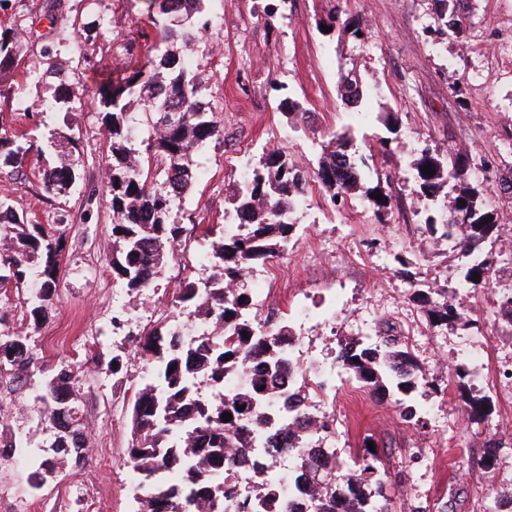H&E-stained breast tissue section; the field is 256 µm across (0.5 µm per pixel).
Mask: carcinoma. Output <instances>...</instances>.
<instances>
[{"label":"carcinoma","mask_w":512,"mask_h":512,"mask_svg":"<svg viewBox=\"0 0 512 512\" xmlns=\"http://www.w3.org/2000/svg\"><path fill=\"white\" fill-rule=\"evenodd\" d=\"M148 25L141 28L139 49L152 67H138L126 74H111L94 82L61 86L63 100L92 102L112 142L108 184L112 212V274L127 288L142 291L152 286L166 262V249L179 242L182 226L171 221L176 200L198 177L194 155L205 144L224 137L216 113L200 101V78L183 64L184 54L202 41L206 27L193 21L201 0H145ZM463 0H455L439 19L448 34L465 33ZM22 41L15 32H0V73L13 66ZM342 97L359 101L357 80L340 79ZM149 102L144 110L146 137L137 139L131 109ZM27 133L0 137V161L21 165L30 152ZM140 147H135V142ZM430 165L434 175L423 172ZM468 159L461 153L444 157L425 148L415 164L421 189L435 197L448 188L438 215L425 224L454 241L471 258L464 282L477 288L496 267L491 255L472 257L476 243L498 231V219L486 209L484 189L466 183ZM43 187L60 193L74 178L63 163L39 171ZM317 178L331 197L353 190L359 171H344L339 155L325 157ZM306 181L305 174L288 162L281 149L269 150L238 189L234 209L240 232L228 235L224 225L206 228L211 239L205 259L215 276L198 284L186 280L178 299L189 302L193 314L212 323L214 332L186 343L179 333L160 324L140 342L139 350L151 360V378L137 391L131 408V442L127 461L136 475L138 512H295L289 501L291 485L282 483L279 494L269 492L264 476L277 455L293 456L297 483L310 486L305 512H388L379 477L378 457L368 453L346 467L336 452L321 454L301 442L297 428L304 427L302 382L306 374L292 356L294 338L288 326L270 327L251 316L250 295L234 284L256 263H266L288 246L293 224L288 219L293 198ZM465 206H460V201ZM488 223H483V220ZM0 222L9 243L0 250V288H23L32 271L40 276L39 291L31 299L29 315L38 319L53 303L63 252L62 234L43 224H31L0 200ZM477 273V280L472 274ZM429 318L459 319L456 307L443 298L434 305L421 300ZM338 362L354 380L378 394L394 389L408 393L422 376L408 351L384 340L383 348L348 343ZM31 349L25 336H0V365L9 364L17 382L28 378ZM249 370L245 385L224 396V383L239 371ZM215 387L210 397L194 390L195 379ZM76 373L70 364L60 366L41 383L39 399L45 403L53 429L51 453L30 459L29 478L40 484L56 465L82 462L88 452L85 431L77 416L74 393ZM245 406L242 411L239 406ZM232 414L229 422L224 413ZM252 454L257 477L256 498L236 500L230 487V471L238 458Z\"/></svg>","instance_id":"1"}]
</instances>
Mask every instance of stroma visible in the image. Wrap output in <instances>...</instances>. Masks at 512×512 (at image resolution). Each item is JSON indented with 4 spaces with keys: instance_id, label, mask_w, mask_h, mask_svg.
Here are the masks:
<instances>
[{
    "instance_id": "1",
    "label": "stroma",
    "mask_w": 512,
    "mask_h": 512,
    "mask_svg": "<svg viewBox=\"0 0 512 512\" xmlns=\"http://www.w3.org/2000/svg\"><path fill=\"white\" fill-rule=\"evenodd\" d=\"M335 21H328V8ZM441 0H203L197 23L209 31L195 47L192 70L201 78L205 108L215 111L224 137L197 152L201 173L172 218L190 226L168 251L151 288L137 292L112 276L114 215L107 185L110 142L101 118L87 105L56 100L60 82L92 83L102 75L143 66L128 44L147 21L143 0H8L0 26L18 28L24 45L14 68L0 75V135L22 130L33 147L23 165L0 163V197L35 224H49L67 242L54 301L45 317L30 319L27 290L0 293V332L29 340L34 381L60 364L77 372L79 417L96 449L78 466L61 464L40 489L17 459H0V512H135V485L127 468L129 406L146 377L138 340L157 324L189 332L198 323L178 300L184 278L207 279L209 224H233L240 167L283 149L307 180L290 216L287 250L247 272L242 288L261 277L266 303L257 320L291 330L297 360L333 369L341 344L366 342L361 328L375 323L397 336L420 366L411 395L378 397L347 373L328 387L306 376L312 405L336 421L321 447L345 461L374 451L390 512H507L496 488L512 485V335L496 311L512 292V265H497L483 288L454 295L461 320L430 321L419 296L442 301L467 263L447 238L432 232L427 215L442 197H429L413 163L422 148L462 153L477 167L471 185L487 187L498 216L493 241L482 252L512 253V195L496 186L512 178V0H468V36L440 28ZM331 31H324V24ZM359 79L360 106L346 105L339 77ZM296 111H289V104ZM397 120V154L385 159L386 115ZM348 154L360 179L332 201L317 179L331 150ZM68 157L76 181L58 195L38 177L42 166ZM381 187L392 199L386 223L374 216L370 195ZM409 276H402L401 267ZM326 309L330 324L303 319ZM482 360L469 364L470 350ZM470 373L458 376V364ZM484 398L480 421L469 403ZM413 403L421 417L405 420ZM0 439L31 448L52 428L41 403L0 387ZM498 444L485 458L487 439Z\"/></svg>"
}]
</instances>
